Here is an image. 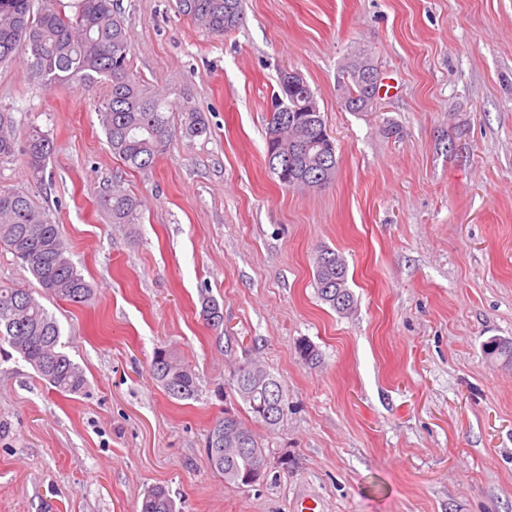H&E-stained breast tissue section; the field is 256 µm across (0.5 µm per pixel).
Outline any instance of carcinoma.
Listing matches in <instances>:
<instances>
[{
    "label": "carcinoma",
    "instance_id": "carcinoma-1",
    "mask_svg": "<svg viewBox=\"0 0 512 512\" xmlns=\"http://www.w3.org/2000/svg\"><path fill=\"white\" fill-rule=\"evenodd\" d=\"M34 0H0V63L19 54L27 56L34 74L45 87L65 82L93 83L105 79L109 90L99 108L100 124L112 154L125 166L140 171L154 167L166 148L171 128L165 98L148 94L129 71L130 42L124 23L112 0H77L75 12L42 9L33 12ZM178 12L196 26L214 35L235 30L244 12V0H177ZM380 70L374 60L359 53L343 66L338 80L342 102L358 100L366 106L379 97ZM288 103V122L270 116L266 127V164L286 188L320 189L331 181L337 165L336 145L327 131L322 112L308 105L316 95L301 77L280 73L278 89ZM185 134L202 136L208 124L201 113L188 110ZM54 140L34 123L17 128L9 112H0V162L17 155L26 159L30 174L43 178ZM98 206L114 224H136L140 201L119 187L98 196ZM0 247L12 253L41 287V295L52 300L83 304L93 296V287L77 269L57 224L26 195L0 189ZM314 285L318 298L339 314L356 307L348 286L345 258L330 247L314 257ZM201 315L213 327L224 324L217 299L201 296ZM0 341L54 390L78 394L86 385L83 370L63 351L61 330L53 316L30 292L0 283ZM298 354L307 365L319 354L310 341H299ZM487 355L512 368V339L493 338L485 345ZM154 378L168 396L189 400L198 396L195 372L169 349L159 347L152 360ZM232 390L248 406L254 419L274 429L283 417L262 419L257 407L270 401L284 405L281 383L258 360L238 363ZM263 444L239 417L221 418L207 430L204 450L213 471L224 483L249 485L260 478L265 456ZM141 512H176V503L163 486L145 494Z\"/></svg>",
    "mask_w": 512,
    "mask_h": 512
}]
</instances>
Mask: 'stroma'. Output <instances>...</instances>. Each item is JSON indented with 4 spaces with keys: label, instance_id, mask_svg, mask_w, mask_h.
Instances as JSON below:
<instances>
[{
    "label": "stroma",
    "instance_id": "1",
    "mask_svg": "<svg viewBox=\"0 0 512 512\" xmlns=\"http://www.w3.org/2000/svg\"><path fill=\"white\" fill-rule=\"evenodd\" d=\"M131 72L168 102L154 168L109 150L102 82L44 87L24 56L0 63V112L54 138L42 181L23 157L0 187L59 224L95 288L45 300L82 393L51 390L0 355V512H140L166 487L178 512H512V368L483 350L512 338V0H245L215 36L176 0H117ZM354 52L384 82L368 112L337 88ZM314 91L336 145L332 182L298 193L266 166L281 70ZM206 135L184 137L186 108ZM121 182L137 225L98 194ZM342 252L354 315L314 288L318 247ZM209 288L224 323L200 314ZM309 340L318 365L299 360ZM164 346L195 371L198 400L170 399L151 362ZM260 358L285 389L276 430L257 426L260 481L225 484L203 450L217 418L251 420L235 363Z\"/></svg>",
    "mask_w": 512,
    "mask_h": 512
}]
</instances>
